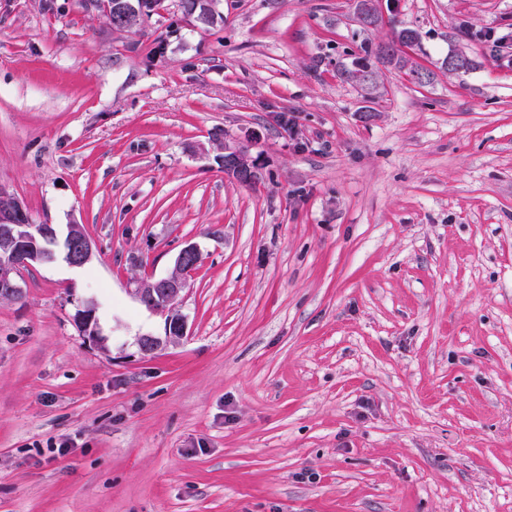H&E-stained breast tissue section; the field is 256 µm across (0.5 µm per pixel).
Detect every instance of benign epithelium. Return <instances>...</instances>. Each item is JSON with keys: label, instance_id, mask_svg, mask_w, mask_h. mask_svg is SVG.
Here are the masks:
<instances>
[{"label": "benign epithelium", "instance_id": "obj_1", "mask_svg": "<svg viewBox=\"0 0 512 512\" xmlns=\"http://www.w3.org/2000/svg\"><path fill=\"white\" fill-rule=\"evenodd\" d=\"M95 9L112 10L115 30L130 28L133 10L109 6L104 0H90ZM363 26L374 27L379 23L377 0H365L361 13ZM450 73L469 68V59L461 54L448 55L443 62ZM224 173L242 184H252L263 178V170L250 154L241 148L224 147ZM95 256V246L79 224H68L61 231L52 224L31 222L23 201L14 193L0 186V298L14 297L22 293L17 275L26 266L52 264L58 260L71 267L84 268ZM201 260L197 245L189 243L175 258L174 271L162 278L145 283L137 291L138 301L152 311L170 309L165 320L164 336L143 335L138 337L140 351L149 355L162 346L174 343L185 336L186 323L183 315L171 309L172 304L187 287L188 279ZM96 301H82L75 320L82 336L92 345L103 348L105 339L96 320Z\"/></svg>", "mask_w": 512, "mask_h": 512}]
</instances>
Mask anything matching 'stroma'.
<instances>
[{
    "label": "stroma",
    "instance_id": "obj_1",
    "mask_svg": "<svg viewBox=\"0 0 512 512\" xmlns=\"http://www.w3.org/2000/svg\"><path fill=\"white\" fill-rule=\"evenodd\" d=\"M351 2L0 0V185L96 247L0 299V512H512V0H381L434 79L373 94ZM189 243L186 334L142 354ZM224 173L242 184L256 183L263 178V170L256 159L246 150L231 146L224 148ZM200 260L198 246L187 244L177 254L175 268L170 275L149 281L138 289V301L152 311L169 308L187 287L188 279ZM97 304L93 298L83 300L79 309L76 311L75 320L82 336L92 345L105 348V339L101 335L96 320Z\"/></svg>",
    "mask_w": 512,
    "mask_h": 512
}]
</instances>
